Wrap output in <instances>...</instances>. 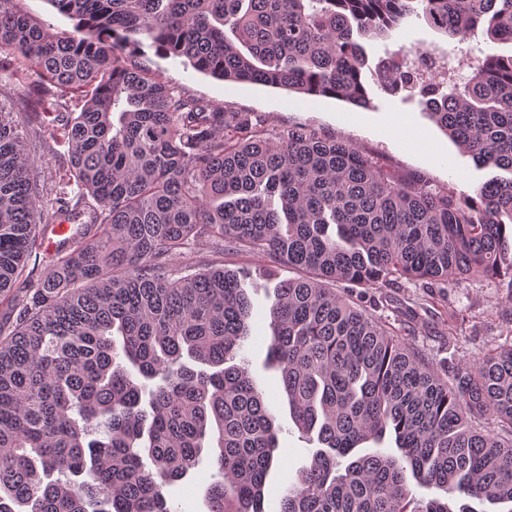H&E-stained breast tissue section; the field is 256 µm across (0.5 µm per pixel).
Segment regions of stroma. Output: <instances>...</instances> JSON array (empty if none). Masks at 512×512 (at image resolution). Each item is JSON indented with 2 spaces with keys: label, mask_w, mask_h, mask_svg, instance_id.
<instances>
[{
  "label": "stroma",
  "mask_w": 512,
  "mask_h": 512,
  "mask_svg": "<svg viewBox=\"0 0 512 512\" xmlns=\"http://www.w3.org/2000/svg\"><path fill=\"white\" fill-rule=\"evenodd\" d=\"M482 36L471 43H460L438 33L424 19H408L398 34L376 39L366 45L369 66L401 47L418 45L433 53L438 62L461 68L468 62L469 44H483ZM133 65L159 74L163 81L186 94L209 103L247 113L257 127L270 134H282L297 125H306L323 135L348 142L378 166L402 180L426 183L430 188H454L469 194L495 177V170L478 167L428 117L420 96L407 93L391 95L371 87L372 103L361 109L330 97H309L280 88L250 83H229L163 59L153 51L133 57ZM34 75L23 61L14 60L0 68V109L23 115L26 143L35 160L31 175L38 187L61 182L68 169L69 153L65 143L44 139L50 130L57 103H66L68 111H81L77 94L59 90L57 97L38 99L33 90ZM339 294L370 313L386 320L400 342L425 358L438 371L448 363L463 364L489 349L498 336L512 332V300L493 279H466L460 283H423L401 279L380 288L348 291L337 285ZM254 307L252 338L248 356L257 383L275 408L283 426L280 446L287 455L288 471H296L307 462L304 445L288 415L287 400L275 372L261 367L270 334L268 311L273 291L251 292ZM283 470V471H286ZM280 470H272L264 508L271 512L283 495L288 481ZM204 471L188 475L168 490V500L179 512H208L207 483Z\"/></svg>",
  "instance_id": "obj_1"
}]
</instances>
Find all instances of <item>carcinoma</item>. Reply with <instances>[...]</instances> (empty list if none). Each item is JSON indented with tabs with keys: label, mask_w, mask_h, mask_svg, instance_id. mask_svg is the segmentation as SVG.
I'll return each mask as SVG.
<instances>
[{
	"label": "carcinoma",
	"mask_w": 512,
	"mask_h": 512,
	"mask_svg": "<svg viewBox=\"0 0 512 512\" xmlns=\"http://www.w3.org/2000/svg\"><path fill=\"white\" fill-rule=\"evenodd\" d=\"M0 0V52L80 94L50 137L69 147L56 214L75 225L35 287L45 210L19 112L0 110V512H174L166 489L209 458V512H265L282 432L241 355L242 271L193 261V241L288 265L262 368L278 374L309 462L278 512H485L512 505V336L441 378L386 322L331 288L498 278L512 298V178L474 194L398 180L349 143L248 115L129 63L148 47L225 82L370 103L363 39L412 15L464 41L512 44V0H49L59 36ZM383 61L377 86L418 91L479 167L512 173V54L459 88ZM494 418L497 431L480 426ZM374 449L360 452L365 444Z\"/></svg>",
	"instance_id": "cac0c4a2"
}]
</instances>
